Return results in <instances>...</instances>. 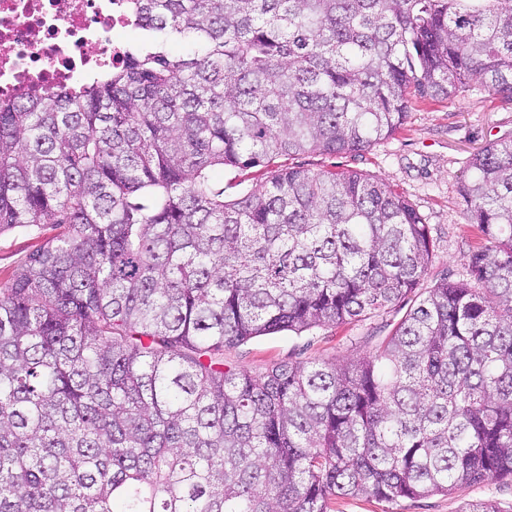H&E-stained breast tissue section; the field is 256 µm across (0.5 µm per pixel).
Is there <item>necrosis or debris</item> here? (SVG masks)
Wrapping results in <instances>:
<instances>
[{
    "instance_id": "4bbe7bcc",
    "label": "necrosis or debris",
    "mask_w": 512,
    "mask_h": 512,
    "mask_svg": "<svg viewBox=\"0 0 512 512\" xmlns=\"http://www.w3.org/2000/svg\"><path fill=\"white\" fill-rule=\"evenodd\" d=\"M129 0H0V97L41 95L122 62Z\"/></svg>"
}]
</instances>
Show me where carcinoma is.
<instances>
[{"label": "carcinoma", "mask_w": 512, "mask_h": 512, "mask_svg": "<svg viewBox=\"0 0 512 512\" xmlns=\"http://www.w3.org/2000/svg\"><path fill=\"white\" fill-rule=\"evenodd\" d=\"M90 85L0 100V512H327L512 478V140L471 161L467 279L368 354L224 347L377 316L433 238L387 185L279 159L362 152L474 82L512 99V0H134ZM192 45L174 57L168 44ZM266 170L224 199L214 172ZM60 231L54 224H39L0 233V281L10 278L32 254Z\"/></svg>", "instance_id": "obj_1"}]
</instances>
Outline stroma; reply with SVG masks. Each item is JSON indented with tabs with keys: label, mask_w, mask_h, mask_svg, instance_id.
Here are the masks:
<instances>
[{
	"label": "stroma",
	"mask_w": 512,
	"mask_h": 512,
	"mask_svg": "<svg viewBox=\"0 0 512 512\" xmlns=\"http://www.w3.org/2000/svg\"><path fill=\"white\" fill-rule=\"evenodd\" d=\"M512 138V101L480 86L454 100L420 103L404 128L360 153H309L287 158L290 166L314 172L357 171L402 193L428 224L435 242L432 263L423 281L465 278L469 257L481 236L466 224L460 189L471 175L469 163L490 141ZM58 227L42 224L0 233V281L10 278L34 253L55 237ZM416 299L403 302L355 325L316 328L294 334L261 336L224 350L225 366L259 374L275 363L311 359L339 360L368 354L405 315ZM492 500L512 512V479H489L458 486L452 495L400 498L391 502L363 495L337 497L328 512H458L468 502Z\"/></svg>",
	"instance_id": "stroma-1"
}]
</instances>
